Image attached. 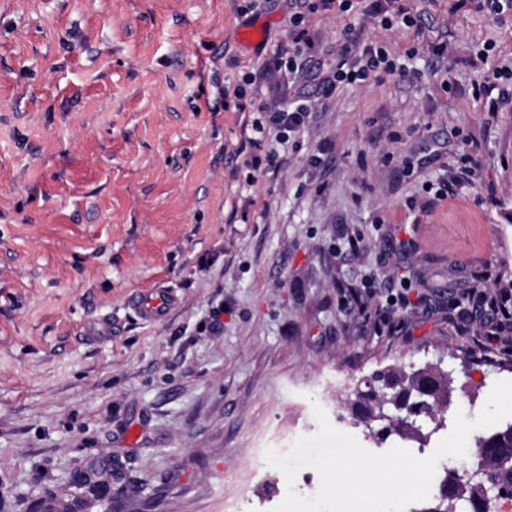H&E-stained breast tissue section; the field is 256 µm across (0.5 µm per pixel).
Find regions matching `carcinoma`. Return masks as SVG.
<instances>
[{"label":"carcinoma","mask_w":512,"mask_h":512,"mask_svg":"<svg viewBox=\"0 0 512 512\" xmlns=\"http://www.w3.org/2000/svg\"><path fill=\"white\" fill-rule=\"evenodd\" d=\"M449 384L448 374L433 366L383 372L366 390L356 392L362 404L358 422L370 429L372 423L385 421L378 433L389 437L405 428L422 431L415 418L424 415L434 424L433 434L446 423L435 407ZM472 445L478 452L476 467L462 477L443 478L434 504L421 512H459L463 503L469 512H497L499 501L512 499V421L473 436Z\"/></svg>","instance_id":"carcinoma-1"}]
</instances>
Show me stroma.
Listing matches in <instances>:
<instances>
[{
  "instance_id": "obj_1",
  "label": "stroma",
  "mask_w": 512,
  "mask_h": 512,
  "mask_svg": "<svg viewBox=\"0 0 512 512\" xmlns=\"http://www.w3.org/2000/svg\"><path fill=\"white\" fill-rule=\"evenodd\" d=\"M408 5L418 28L363 0L309 15L314 65L350 26L417 48L413 78L268 76L253 102L312 110L254 175L252 114L217 87L287 45L288 0H0V512H272L290 486L263 451L315 434L314 406L371 452L430 453L443 432L375 440L355 390L447 351L472 373L446 417L471 421L512 380V332L487 342L475 304L512 290V101L472 95L512 68V12ZM158 286L179 304L144 321L132 299ZM404 287L414 306L388 305Z\"/></svg>"
}]
</instances>
